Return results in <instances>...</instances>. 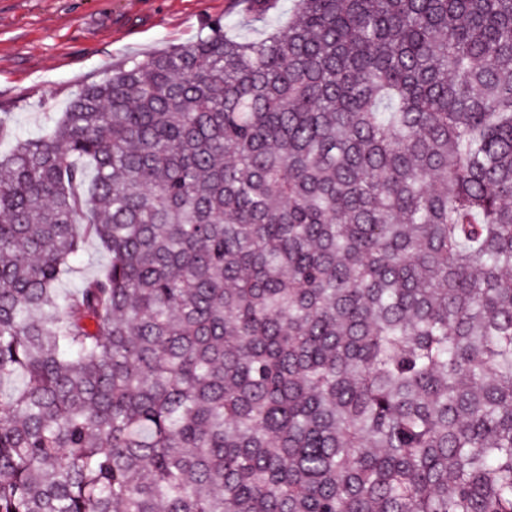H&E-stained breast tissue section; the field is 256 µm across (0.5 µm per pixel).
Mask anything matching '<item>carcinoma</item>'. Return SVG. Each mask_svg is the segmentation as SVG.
Masks as SVG:
<instances>
[{"label":"carcinoma","instance_id":"carcinoma-1","mask_svg":"<svg viewBox=\"0 0 512 512\" xmlns=\"http://www.w3.org/2000/svg\"><path fill=\"white\" fill-rule=\"evenodd\" d=\"M6 137L0 512H512V0H293ZM106 262L107 256L97 243L92 240L88 241L82 259L75 264V269L63 279L62 287H75L82 280L94 275Z\"/></svg>","mask_w":512,"mask_h":512}]
</instances>
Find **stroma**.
I'll list each match as a JSON object with an SVG mask.
<instances>
[{
    "mask_svg": "<svg viewBox=\"0 0 512 512\" xmlns=\"http://www.w3.org/2000/svg\"><path fill=\"white\" fill-rule=\"evenodd\" d=\"M291 0L268 18L247 0H0V113L16 134L42 132L87 82L208 33L224 18L240 34L264 37Z\"/></svg>",
    "mask_w": 512,
    "mask_h": 512,
    "instance_id": "1",
    "label": "stroma"
}]
</instances>
